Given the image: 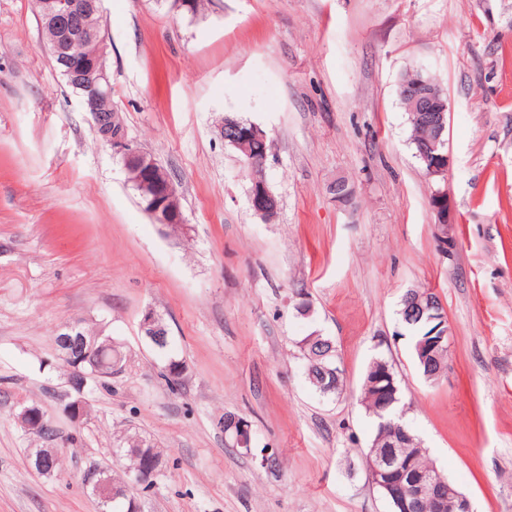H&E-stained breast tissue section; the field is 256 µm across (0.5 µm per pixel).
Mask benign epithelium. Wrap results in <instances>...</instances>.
<instances>
[{
    "label": "benign epithelium",
    "mask_w": 512,
    "mask_h": 512,
    "mask_svg": "<svg viewBox=\"0 0 512 512\" xmlns=\"http://www.w3.org/2000/svg\"><path fill=\"white\" fill-rule=\"evenodd\" d=\"M35 13L41 27L50 32V52L55 67L68 78L71 85L84 91L80 98L82 110L90 115L98 135L118 155L128 173L129 182L141 197L144 210L156 223L165 229L186 226L180 197L172 177L164 166L150 153L134 145L127 137V132L120 113L109 110L104 100L112 96V76L103 63L105 42L97 40V34L87 26L92 15H103L102 0H38ZM405 94L411 97L415 112L428 126L442 137L446 128L447 101L441 98V91L420 79L403 83ZM224 144L242 151L248 158L249 176L253 190L250 195V208L264 221L273 220L279 211L277 197L268 191L264 177V164L268 153L257 154L258 145L268 148L271 144L267 131L256 123L244 128L236 120L229 118L220 125ZM438 145L431 150L421 152L423 170L429 178L446 179L451 169L450 155L441 161L436 153ZM438 213L439 250L448 253V247L454 245L448 228L454 223L453 211L445 194H435ZM436 328L425 338L418 341L415 351L421 361L450 345L451 328L448 325L447 312H440L435 318ZM157 323V315L145 312L140 329L144 338L150 341L162 340ZM80 348L83 361L72 364L70 386L76 396L66 403L63 413L72 422L82 421L88 414V402L84 391L88 379L112 377V365L94 358L96 342L88 340L78 333H67L59 339L62 356L70 357L71 349ZM45 414L29 407L21 409L19 421L31 432L44 423ZM224 433L230 435L232 442L251 453L252 424L239 415L224 421ZM407 432L397 427L394 429L390 450L383 456L370 453L365 456L369 482L390 503L392 512H418L419 505L427 502L431 512H445L448 497L458 500V512H473L467 495L454 489L448 479L437 469L414 471L401 457L398 449L404 447L403 438Z\"/></svg>",
    "instance_id": "benign-epithelium-1"
}]
</instances>
